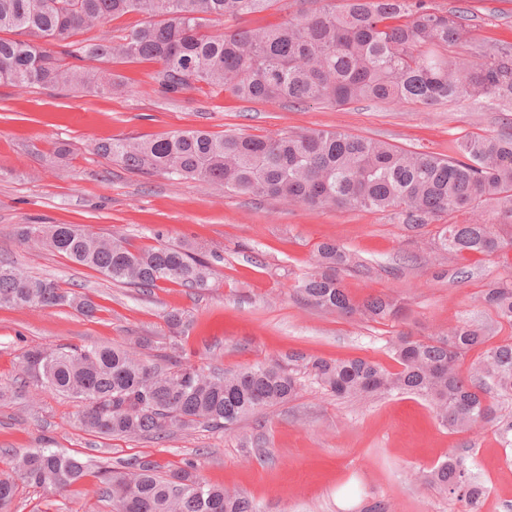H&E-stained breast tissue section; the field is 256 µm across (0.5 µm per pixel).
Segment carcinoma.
Segmentation results:
<instances>
[{"label":"carcinoma","instance_id":"obj_1","mask_svg":"<svg viewBox=\"0 0 512 512\" xmlns=\"http://www.w3.org/2000/svg\"><path fill=\"white\" fill-rule=\"evenodd\" d=\"M274 0H0V83L19 88L126 92L105 63L148 62L159 91L176 96L196 86L246 101L326 102L343 106L371 99L424 105L492 98L512 110V44L495 43L467 66L448 49L471 42L461 10L436 11L428 0H302L276 26H235ZM135 13L137 25L110 40L75 39L81 32ZM94 150L126 167L194 178L233 194L274 197L311 208L358 207L393 211L405 224L450 217L439 234L440 250L493 254L504 242L486 220L458 223L456 213L493 205L512 218V134L466 135L459 156L444 158L341 131H287L273 135L212 134L192 129L143 138L99 142ZM19 240L62 254L105 277L135 288L170 282L205 291L221 257L203 258L179 244L131 250L73 224H25ZM315 271L296 286L307 304L331 312L358 313L373 321L394 317L397 302L375 296L361 304L347 295L339 272L353 255L326 241ZM491 324L458 323L444 336L401 334L390 342L399 369L366 359L325 360L288 354L280 361L211 373L177 360L161 369L127 347L95 344L38 348L23 354L25 382L81 404L78 424L102 436L168 437L195 424L232 428L241 419L294 398L305 373L338 397L367 399L412 393L426 399L436 419L463 432L497 420L494 398L512 395V338L487 349L471 366L466 355L489 334L512 328V279L486 289ZM0 305L70 307L92 317L95 305L54 279L0 266ZM23 480L58 492L80 482L91 460L60 448H33L14 455ZM469 449H455L423 475L429 489L479 512L483 486L474 480ZM193 462L162 475L156 464L105 468L103 493L113 512H257L244 494L200 480ZM16 492L0 478V512Z\"/></svg>","mask_w":512,"mask_h":512}]
</instances>
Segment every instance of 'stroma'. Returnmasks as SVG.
Here are the masks:
<instances>
[{"instance_id":"35a3bbf8","label":"stroma","mask_w":512,"mask_h":512,"mask_svg":"<svg viewBox=\"0 0 512 512\" xmlns=\"http://www.w3.org/2000/svg\"><path fill=\"white\" fill-rule=\"evenodd\" d=\"M429 3L440 11L467 9L475 42L455 48L462 61L476 60L478 47L512 42V0ZM153 70L150 63L113 64V73L129 85L121 96L0 84V265L58 280L99 307L88 318L68 307L0 306V386L14 390L0 400V476L12 475L14 452L30 448H68L96 463L62 493L17 481L12 512H110L100 468L141 459L164 471L193 461L200 478L244 493L258 512H363L376 501L391 512H464L463 503L422 483L452 448L471 449L474 476L493 490L480 512H512V462L495 427L449 431L414 394L339 399L306 376L297 397L231 430L199 425L159 441L85 432L76 421L78 402L20 388L25 350L126 347L142 339L160 351L181 343L183 362L207 371L230 372L293 351L326 360L363 358L393 371L398 364L389 343L395 336L435 337L457 322H489L483 290L512 277V223L495 227L508 242L502 251L451 261L436 248L438 222L416 226L391 212L226 194L197 180L136 171L94 150L110 138L188 129H340L450 156L465 134L512 131V112L494 99L475 106L368 100L294 106L244 102L206 88L169 98L152 80ZM58 143L69 144L70 154L57 157ZM22 224H75L121 235L134 250L181 242L198 255H219L217 275L203 292L168 282L142 291L61 254L20 244ZM327 240L357 261L342 274L353 299L395 297L401 316L378 323L300 299L295 286L312 271L317 246ZM171 311L187 324L177 337L165 322Z\"/></svg>"}]
</instances>
